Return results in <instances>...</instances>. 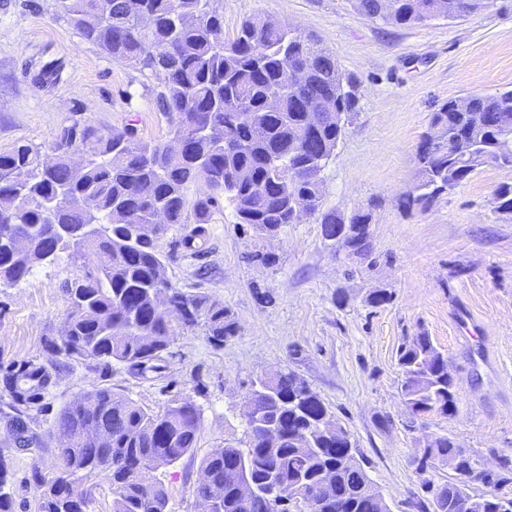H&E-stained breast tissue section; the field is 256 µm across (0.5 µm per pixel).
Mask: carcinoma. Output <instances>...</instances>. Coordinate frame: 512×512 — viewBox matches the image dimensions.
Returning <instances> with one entry per match:
<instances>
[{"label": "carcinoma", "mask_w": 512, "mask_h": 512, "mask_svg": "<svg viewBox=\"0 0 512 512\" xmlns=\"http://www.w3.org/2000/svg\"><path fill=\"white\" fill-rule=\"evenodd\" d=\"M95 0H52L88 41L116 60L159 76L157 102L173 118L178 152L143 141L134 127L103 138L90 128L65 131L41 153L20 145L0 153V282L16 283L31 268L71 251L88 254L93 265L67 289L69 311L60 342L49 350L75 362L115 360L145 376L165 369L166 353L178 329L202 324L215 347L239 332L231 311L202 293L188 294L166 277L155 238L172 224H184L193 211L196 237L204 235L219 197L233 205L240 224L275 233L292 224L294 209L305 204L327 238L336 225L350 224L345 241L353 254L368 251L370 216L349 217L323 208L321 171L343 135L346 115L356 111L354 82L334 55L313 36L274 25L265 17L244 19L235 36L224 39V15L213 0H112V17L95 18ZM484 0H355L363 15L385 24L411 26L438 13L461 18L483 9ZM332 100V116L312 122L310 105ZM482 113L475 124L472 113ZM512 124V90L450 99L431 113L430 126L446 138L439 151L419 157L422 173L405 205L430 204L448 188L486 166L501 167L508 149L503 124ZM84 158L82 167L71 157ZM208 193L189 200L190 184ZM495 211L512 214V176L494 191ZM166 223H154L156 213ZM28 242L19 254L10 243ZM170 291L178 320L156 303ZM404 376L401 392L411 412L451 416L456 412L454 376L448 359L424 331L398 351ZM54 384L41 364L27 363L7 376L15 398L34 399ZM249 400L254 416L248 440L232 442L201 462L207 481L196 497L210 512H241L239 483L249 479L252 512H288L300 493L314 499L315 512H382L378 490L360 461L318 428L329 411L306 381L289 371L259 377ZM200 410L175 398L156 414L109 386L76 396L59 412L55 428L65 443L55 449L59 467L52 478L33 470L38 512H88L91 490L82 481L101 474L112 487V512H166L167 496L149 464H172L196 448ZM275 426L280 446H266ZM15 443L34 444L21 414L11 416ZM424 459L452 474L432 488V512H460L476 499L481 512H505L512 499L493 492L468 491L477 479L474 462L449 437L435 438ZM7 467L0 461V512H13L6 491Z\"/></svg>", "instance_id": "obj_1"}]
</instances>
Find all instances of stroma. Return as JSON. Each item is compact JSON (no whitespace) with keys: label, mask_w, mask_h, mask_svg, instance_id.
<instances>
[{"label":"stroma","mask_w":512,"mask_h":512,"mask_svg":"<svg viewBox=\"0 0 512 512\" xmlns=\"http://www.w3.org/2000/svg\"><path fill=\"white\" fill-rule=\"evenodd\" d=\"M224 35L253 15L312 34L357 83L358 105L321 176L323 207L371 216L368 255L346 254L322 235L315 216L270 235L239 223L221 202L194 239V222L175 224L157 241L169 281L201 292L234 315L237 336L210 345L202 327L180 330L158 374L125 364L76 363L51 353L69 308L67 290L91 268L88 256L61 253L24 280L0 283V458L8 464L14 512H36L33 467L54 471L55 418L73 397L107 385L161 413L190 399L201 413L191 455L157 469L167 512H201L194 488L203 457L225 442L244 446L248 395L260 376L292 371L345 428L356 456L390 512H428L426 482L448 468L423 467L430 438H452L478 471L497 482L471 483L512 499V214L494 210L504 171L484 167L424 209L404 202L421 179L417 147L441 103L512 89V0L458 19L387 25L359 13L354 0H215ZM54 64L58 75H33ZM159 79L112 59L86 41L51 0H0V153L27 144L48 150L69 128L108 134L133 125L164 142L170 122L155 104ZM194 239L187 248L186 239ZM389 303L369 304L371 293ZM469 316L482 341L464 342L456 322ZM426 331L448 358L457 409L416 419L401 395L397 352ZM44 365L55 384L31 403L13 401L3 378L27 362ZM25 416L38 451L16 449L6 414Z\"/></svg>","instance_id":"obj_1"}]
</instances>
